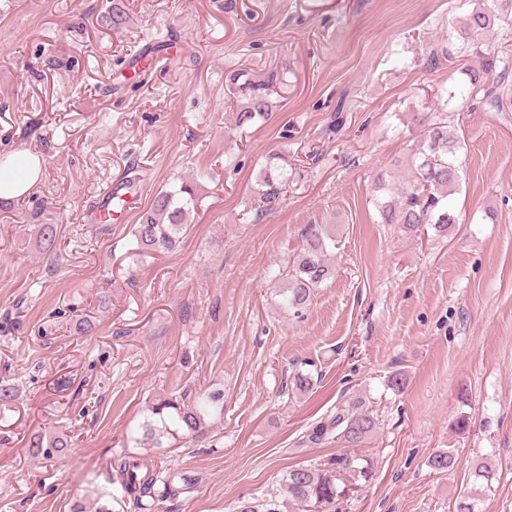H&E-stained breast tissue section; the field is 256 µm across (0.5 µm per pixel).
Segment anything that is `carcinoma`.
I'll return each mask as SVG.
<instances>
[{"label":"carcinoma","mask_w":512,"mask_h":512,"mask_svg":"<svg viewBox=\"0 0 512 512\" xmlns=\"http://www.w3.org/2000/svg\"><path fill=\"white\" fill-rule=\"evenodd\" d=\"M499 16L489 8L478 7L461 18L456 26L459 39L474 46L479 38L490 31ZM112 30L118 31L126 23L120 0H112V9L106 16ZM474 60L462 66L467 80L460 85L461 103L481 100L494 110H501L503 96L499 85L512 72V57L505 53L493 55L476 48ZM272 77L256 79L246 71L227 74L225 86L230 100L236 103L238 121L243 124L256 118L267 120L273 112ZM419 144L408 160V176L387 186L388 198L377 203L382 221L400 224L411 232L419 231L424 224H432L446 231L456 223V217L448 206V197L460 189L461 174L457 155L461 141L448 135V120L443 113L435 117L424 115ZM195 193L189 185H181L176 191L161 192L151 207L139 217L135 237L138 247L159 254H167L180 244L185 228L187 206L194 202ZM329 236L319 225L310 226L307 247L285 274L288 282L284 291L283 305L299 312L311 301L313 290L332 274L327 262ZM220 398L214 394L203 395L188 405L180 400L161 396L147 409V416L136 430L134 441L149 448H162L170 441L188 439L199 433L205 417L224 411ZM375 428L373 417L360 410L358 405L336 409V416L313 429L311 439L321 440L328 432L336 431V437L350 447L364 443ZM67 441L60 436L39 437L32 443L35 454L51 459ZM333 467H296L283 478L279 489L261 507L243 505L240 512H281L280 503L298 507L311 505L330 506L336 503L341 491L336 483V471L349 472L353 460L340 455L331 461ZM121 479L124 492L134 496L136 505L142 498L158 493L160 497L174 496L177 487L174 480L160 477L136 456H123L113 460V466Z\"/></svg>","instance_id":"carcinoma-1"}]
</instances>
